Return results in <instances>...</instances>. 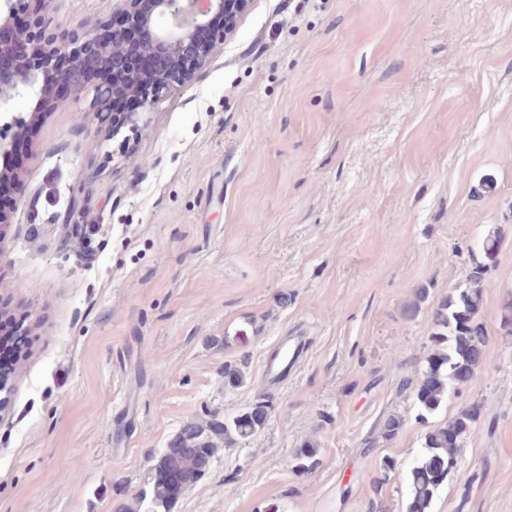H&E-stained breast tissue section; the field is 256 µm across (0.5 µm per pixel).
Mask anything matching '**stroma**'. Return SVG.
<instances>
[{"mask_svg": "<svg viewBox=\"0 0 512 512\" xmlns=\"http://www.w3.org/2000/svg\"><path fill=\"white\" fill-rule=\"evenodd\" d=\"M112 4L51 0L50 22ZM94 107L84 92L35 128L0 241L31 332L0 512H116L186 423L259 398L264 430L171 512H406L427 433L472 406L431 512H512V0H252L135 126ZM495 229L488 364L419 420L433 315ZM291 336L302 360L269 380Z\"/></svg>", "mask_w": 512, "mask_h": 512, "instance_id": "1", "label": "stroma"}]
</instances>
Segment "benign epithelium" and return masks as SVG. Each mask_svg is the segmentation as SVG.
Segmentation results:
<instances>
[{
	"mask_svg": "<svg viewBox=\"0 0 512 512\" xmlns=\"http://www.w3.org/2000/svg\"><path fill=\"white\" fill-rule=\"evenodd\" d=\"M177 0H115L106 18L53 30L49 0H0V57L15 64L0 71V181L17 178L10 164L9 132L35 128L69 98L91 85L89 76L107 69L112 81L96 84L97 112L110 111L117 95L133 96L144 110L174 83L191 81L207 66L231 34L251 0H184L191 20L171 24ZM143 58L160 61L163 70L140 72ZM24 100L29 119L11 112Z\"/></svg>",
	"mask_w": 512,
	"mask_h": 512,
	"instance_id": "7a95c632",
	"label": "benign epithelium"
}]
</instances>
